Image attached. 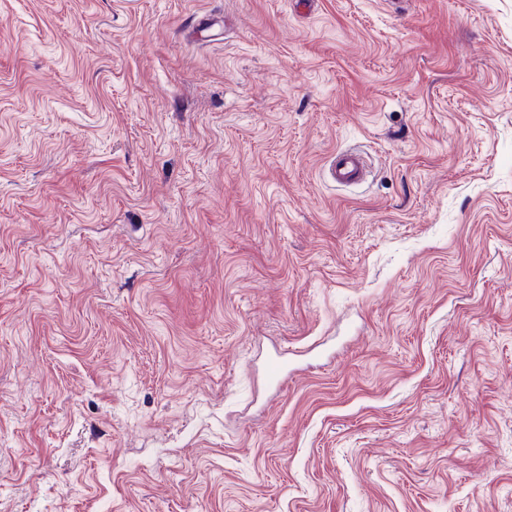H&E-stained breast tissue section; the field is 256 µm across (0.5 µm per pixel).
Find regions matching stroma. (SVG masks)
<instances>
[{"label": "stroma", "instance_id": "35a3bbf8", "mask_svg": "<svg viewBox=\"0 0 512 512\" xmlns=\"http://www.w3.org/2000/svg\"><path fill=\"white\" fill-rule=\"evenodd\" d=\"M0 512H512V0H0ZM329 174L332 182L337 185L360 184L366 175L363 154L355 149L337 150L330 160Z\"/></svg>", "mask_w": 512, "mask_h": 512}]
</instances>
